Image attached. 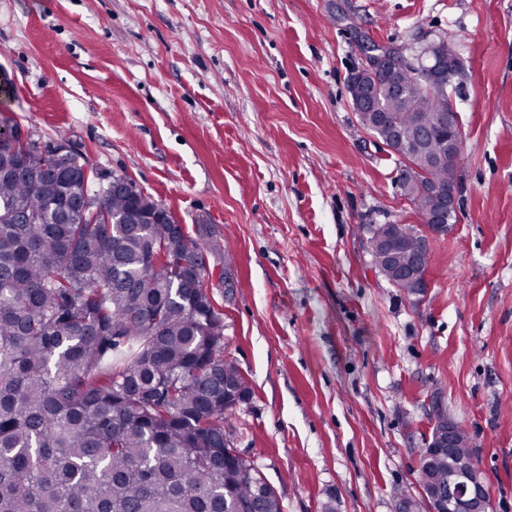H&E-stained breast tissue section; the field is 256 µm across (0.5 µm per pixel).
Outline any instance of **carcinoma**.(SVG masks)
<instances>
[{
	"label": "carcinoma",
	"instance_id": "obj_1",
	"mask_svg": "<svg viewBox=\"0 0 512 512\" xmlns=\"http://www.w3.org/2000/svg\"><path fill=\"white\" fill-rule=\"evenodd\" d=\"M403 98L373 79V107L406 142L400 174L418 164L408 130L428 126L433 154L459 129L437 127V90L404 76ZM0 131V512H240L256 492V467L225 455L236 404L251 389L224 357V318L202 312L209 291L203 246L171 213L132 215L149 196L115 193L112 178L84 170L78 151L51 161L41 146ZM419 225L398 224L400 253L420 247L440 219L431 198L413 202ZM28 215L15 224L16 210ZM373 255L376 272L412 295ZM421 451L416 483L445 458Z\"/></svg>",
	"mask_w": 512,
	"mask_h": 512
}]
</instances>
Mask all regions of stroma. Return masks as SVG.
<instances>
[{"label": "stroma", "mask_w": 512, "mask_h": 512, "mask_svg": "<svg viewBox=\"0 0 512 512\" xmlns=\"http://www.w3.org/2000/svg\"><path fill=\"white\" fill-rule=\"evenodd\" d=\"M444 37L465 139L458 221L423 295L372 265L413 224L401 158L358 122L366 39ZM0 120L65 136L221 246L224 353L252 394L235 446L283 512H397L435 410L512 512V0H0Z\"/></svg>", "instance_id": "stroma-1"}]
</instances>
